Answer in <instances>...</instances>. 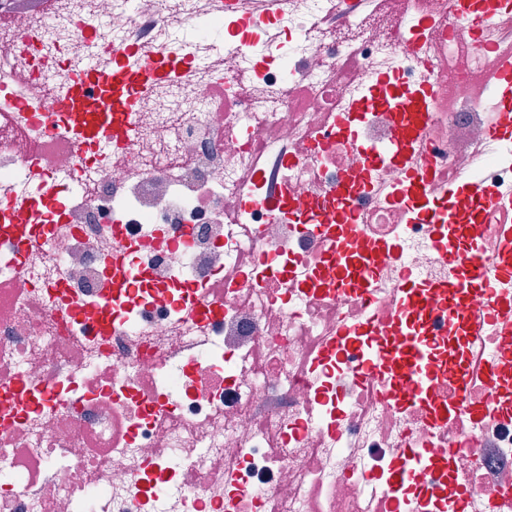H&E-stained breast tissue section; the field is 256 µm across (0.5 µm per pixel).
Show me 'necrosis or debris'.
Instances as JSON below:
<instances>
[{
    "label": "necrosis or debris",
    "mask_w": 512,
    "mask_h": 512,
    "mask_svg": "<svg viewBox=\"0 0 512 512\" xmlns=\"http://www.w3.org/2000/svg\"><path fill=\"white\" fill-rule=\"evenodd\" d=\"M334 9L288 0L244 35L233 0H55L0 19L1 66H26L28 30L48 61L31 111L0 117V512H374L399 450L434 447L453 451L436 485L398 489L399 504L512 512V331L492 318L434 334L415 314L435 379L453 383L462 364L469 384L453 404L393 400L327 350L366 325L385 359L397 285H440L448 265L382 165L354 217L369 247L399 246L371 268L372 295L314 284L330 248L308 224L356 167L327 134L381 74L433 91L427 176L512 195V154L484 137L494 93L448 94L490 54L512 66V25L448 22L449 0ZM100 23L102 64L137 33L194 64L140 98L128 138L90 158L47 236L17 229L6 214L43 175H71L77 146L52 100ZM271 181L292 204L242 209ZM468 213L495 260L496 214L476 198Z\"/></svg>",
    "instance_id": "1"
}]
</instances>
